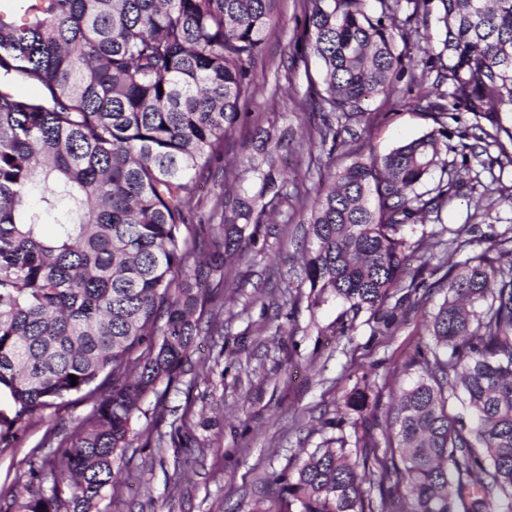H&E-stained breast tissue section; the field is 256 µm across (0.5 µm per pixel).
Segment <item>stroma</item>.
I'll return each mask as SVG.
<instances>
[{
  "instance_id": "1",
  "label": "stroma",
  "mask_w": 512,
  "mask_h": 512,
  "mask_svg": "<svg viewBox=\"0 0 512 512\" xmlns=\"http://www.w3.org/2000/svg\"><path fill=\"white\" fill-rule=\"evenodd\" d=\"M301 0H279L278 20L270 28L256 62V91L247 104V123L239 125L224 144L225 158L249 150L256 126L276 124L294 134L315 120L302 96L304 69L287 71L282 61L292 55L303 27ZM435 24L420 26L406 52L412 63L394 96L365 101L353 119L348 146L383 155L435 127L424 110L407 107L406 99L432 90L415 64L426 37H437ZM284 156L289 190L305 197L318 185V169L326 153L308 154L289 144ZM224 177L215 174L194 197L197 219L190 224L196 239L206 238L219 223L217 200ZM300 208L279 207L276 225L262 232L242 263L224 284V330L204 342L192 371L183 374L162 400L148 399L140 436L129 449L115 490L106 492L102 512H265L275 487L272 479L325 439L345 436L338 427L344 397L366 382L377 398L370 439L384 444L385 417L393 397L418 376L409 361L429 343L425 324L442 303L436 278L423 271L425 288L412 301L400 303V323L385 336L369 313H361L350 330L338 323L342 304L333 298L310 306L308 288L298 287L303 232ZM476 225L479 233L466 250L473 256L489 245L488 235L512 228V166L460 175L448 195L439 221L416 224L410 241L442 228ZM92 406L74 398L51 416L33 418L12 447H0V506L29 485L28 457L47 433L70 432ZM189 458L188 476L176 474L175 456Z\"/></svg>"
}]
</instances>
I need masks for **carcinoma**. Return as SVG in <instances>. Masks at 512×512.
Instances as JSON below:
<instances>
[{"instance_id":"obj_1","label":"carcinoma","mask_w":512,"mask_h":512,"mask_svg":"<svg viewBox=\"0 0 512 512\" xmlns=\"http://www.w3.org/2000/svg\"><path fill=\"white\" fill-rule=\"evenodd\" d=\"M278 0H0V445L82 393L91 410L29 472L5 512H101L150 395L178 381L200 336L220 334L224 274L244 260L275 206L289 201L279 170L288 131L254 129L224 172L222 224L194 264L183 229L197 178L224 156L246 113L264 34ZM307 100L328 157L365 100L391 95L405 73L414 24L433 18L437 44L422 74L447 84L422 100L437 130L387 154L326 167L302 220L301 283L311 305L333 296L354 323L394 293H417L404 228L448 200L442 118L468 112L473 156L512 143V0H303ZM405 17L400 19L398 14ZM14 80L35 85L24 101ZM344 124L338 126L336 121ZM440 172L438 181L433 174ZM55 226L53 236L44 226ZM509 239L454 263L410 365L421 375L395 397L384 450L330 438L273 478L266 512H512V250ZM77 385H71V376ZM369 386L345 406L353 428L371 413ZM369 485L364 489L363 485Z\"/></svg>"}]
</instances>
